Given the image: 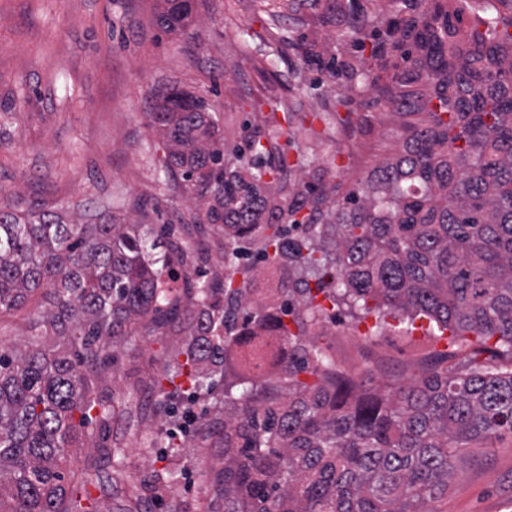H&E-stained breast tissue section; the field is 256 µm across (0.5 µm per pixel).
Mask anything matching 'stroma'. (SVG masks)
Listing matches in <instances>:
<instances>
[{"label":"stroma","instance_id":"obj_1","mask_svg":"<svg viewBox=\"0 0 512 512\" xmlns=\"http://www.w3.org/2000/svg\"><path fill=\"white\" fill-rule=\"evenodd\" d=\"M154 0H0V209L45 211L68 222L111 212L121 224L150 234L170 225L187 257L209 255L208 276L224 275V228L190 223L193 207L162 166L165 145L148 118L157 96L174 82L206 95L225 147L243 135L253 100L284 102L295 114L289 156L334 159L349 179L364 177L396 152V113L357 97L363 123L337 125L335 83L306 65L299 46L324 36L345 42L336 0H194L192 21L179 34L158 31ZM275 24L288 42L281 55L262 58L240 34H265ZM320 138L308 142L309 130ZM48 299L35 292L21 310L0 314V345L26 353L66 346L41 324ZM115 362L96 381L114 413L93 440L71 449L64 463L72 490L88 493L99 512H222L216 474L223 441L203 437L215 398L198 396L189 435L167 415L185 376L162 381L165 360L190 342L180 328L150 334L134 326ZM353 382L406 383L423 377L435 353L465 369L468 343L434 341L423 329L376 326L374 316L335 318L310 332ZM118 449L107 457V449ZM176 473L161 496L154 474ZM436 512H512V435L488 447L468 445L453 463L447 494Z\"/></svg>","mask_w":512,"mask_h":512}]
</instances>
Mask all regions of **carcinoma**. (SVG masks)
Instances as JSON below:
<instances>
[{
	"mask_svg": "<svg viewBox=\"0 0 512 512\" xmlns=\"http://www.w3.org/2000/svg\"><path fill=\"white\" fill-rule=\"evenodd\" d=\"M483 2L387 0L342 52L302 41L303 60L343 89L337 104L369 91L404 117L398 153L345 192L323 183L332 162L316 184L274 176L287 154L257 126L231 170L208 101L167 87L150 112L163 165L194 198V224L224 225L227 274L203 278L202 252L173 297L164 284L177 278L172 256L184 260L178 241L149 242L107 212L69 224L0 210V312L43 290L44 326L97 374L132 324L185 325L175 372L198 394L224 387L222 421L205 431L224 440V512H435L457 453L512 434V367L476 360L512 357V13ZM191 10L157 0L155 19L182 31ZM267 270L280 273L276 302L255 287ZM320 294L379 325L425 319L440 339L473 334L474 357L463 371L437 363L419 383H351L305 339L328 315ZM263 336L281 338L286 385L227 382ZM77 412L103 422L112 405L67 350L0 347V512H84L59 470Z\"/></svg>",
	"mask_w": 512,
	"mask_h": 512,
	"instance_id": "obj_1",
	"label": "carcinoma"
}]
</instances>
